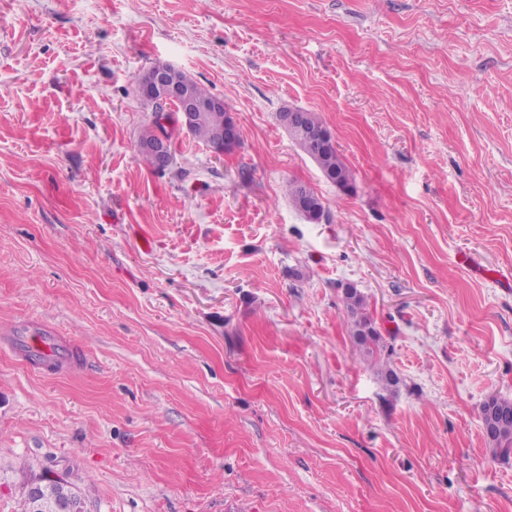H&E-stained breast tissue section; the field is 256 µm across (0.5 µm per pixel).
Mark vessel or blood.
I'll return each instance as SVG.
<instances>
[{
	"label": "vessel or blood",
	"mask_w": 512,
	"mask_h": 512,
	"mask_svg": "<svg viewBox=\"0 0 512 512\" xmlns=\"http://www.w3.org/2000/svg\"><path fill=\"white\" fill-rule=\"evenodd\" d=\"M11 348L16 357L47 377L61 373L75 374L82 368L81 362L74 355L72 343L43 329L31 334H17Z\"/></svg>",
	"instance_id": "1"
}]
</instances>
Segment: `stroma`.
<instances>
[{
  "label": "stroma",
  "mask_w": 512,
  "mask_h": 512,
  "mask_svg": "<svg viewBox=\"0 0 512 512\" xmlns=\"http://www.w3.org/2000/svg\"><path fill=\"white\" fill-rule=\"evenodd\" d=\"M157 63L224 99L237 147L171 120L172 165L141 162ZM290 107L319 113L349 192ZM503 276L512 0H0V512L39 474L85 512H512L482 421L512 401ZM27 324L82 371L21 365ZM291 138L299 149L317 164L327 180L336 184L343 192L349 189L353 175L336 147L331 149L322 148L320 151V145L317 142H312L295 134H292ZM344 301L352 321V336L360 344L364 358L378 367L377 373L385 381L387 387L396 386L397 382L394 373L381 364V352L384 346L379 331L372 325L375 324V321L370 316L366 298L356 289L352 288L351 291H345ZM370 326L373 331L369 334L363 333L362 329Z\"/></svg>",
  "instance_id": "1"
}]
</instances>
